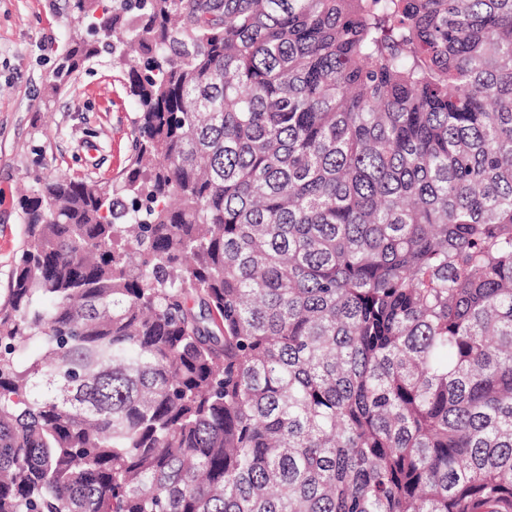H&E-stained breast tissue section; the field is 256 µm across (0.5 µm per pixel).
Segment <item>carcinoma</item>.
<instances>
[{
  "mask_svg": "<svg viewBox=\"0 0 512 512\" xmlns=\"http://www.w3.org/2000/svg\"><path fill=\"white\" fill-rule=\"evenodd\" d=\"M134 157L38 178L0 512H512V0H68Z\"/></svg>",
  "mask_w": 512,
  "mask_h": 512,
  "instance_id": "1",
  "label": "carcinoma"
}]
</instances>
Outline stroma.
Here are the masks:
<instances>
[{
    "instance_id": "obj_1",
    "label": "stroma",
    "mask_w": 512,
    "mask_h": 512,
    "mask_svg": "<svg viewBox=\"0 0 512 512\" xmlns=\"http://www.w3.org/2000/svg\"><path fill=\"white\" fill-rule=\"evenodd\" d=\"M79 30L66 0H0V299L24 240L20 194L38 177L112 182L132 155L137 103L110 55L51 87Z\"/></svg>"
}]
</instances>
